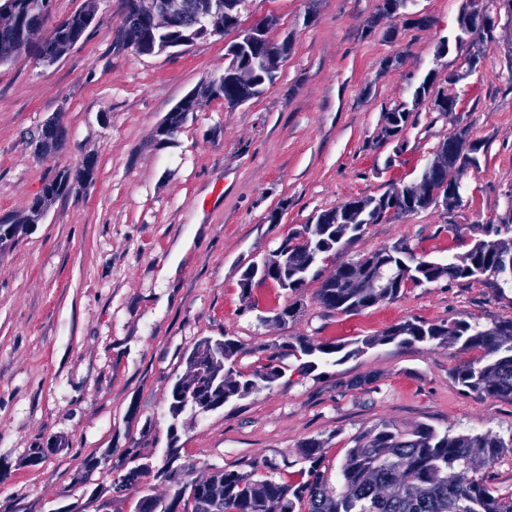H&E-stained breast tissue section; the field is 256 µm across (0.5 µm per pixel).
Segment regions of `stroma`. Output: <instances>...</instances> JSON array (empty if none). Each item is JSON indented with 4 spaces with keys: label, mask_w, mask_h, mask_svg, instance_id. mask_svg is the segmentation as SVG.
<instances>
[{
    "label": "stroma",
    "mask_w": 512,
    "mask_h": 512,
    "mask_svg": "<svg viewBox=\"0 0 512 512\" xmlns=\"http://www.w3.org/2000/svg\"><path fill=\"white\" fill-rule=\"evenodd\" d=\"M381 0H247L238 28L183 51L144 55L115 46L120 0H96L85 36L59 61L25 54L0 66V217H18L46 178L95 156L92 183L51 204L0 256V512H58L110 485L109 466L74 481L88 455L111 450L161 464L177 440L196 475L217 468L300 479V445L323 444L337 469L354 438L390 422L512 438V401L466 394L449 372L453 346H378L338 365L285 376L245 400L183 419L170 431L167 396L182 355L205 336L237 337L242 366L256 349L304 336L347 342L409 319L488 324L512 318V284L440 281L408 287L356 313L316 300L319 281L291 294L272 282L239 287L244 268L317 212L420 178L458 128L480 145L459 173L463 202L368 225L322 264L323 273L374 250L406 245L416 257L466 252L480 224L512 210V23H500L480 74L463 76L454 38L465 0H414L380 16ZM276 17L290 51L277 78L246 104L203 96L167 141L156 130L189 93L223 74L240 31ZM429 17V26L417 25ZM433 75L454 112L414 103ZM413 107L414 122L383 140L384 114ZM58 118L66 140L41 155L35 139ZM282 209L270 223L274 209ZM286 323H259L289 301ZM58 441L37 465L31 449Z\"/></svg>",
    "instance_id": "35a3bbf8"
}]
</instances>
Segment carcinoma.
Returning <instances> with one entry per match:
<instances>
[{
	"instance_id": "carcinoma-1",
	"label": "carcinoma",
	"mask_w": 512,
	"mask_h": 512,
	"mask_svg": "<svg viewBox=\"0 0 512 512\" xmlns=\"http://www.w3.org/2000/svg\"><path fill=\"white\" fill-rule=\"evenodd\" d=\"M182 20L172 27L155 24L150 13H121L116 45L131 47L141 54H152L166 43L188 39L193 42L212 33H222L238 24V14L247 0H184ZM11 9L16 16L12 25H0V66L16 61L20 54L36 57H63L90 27L96 0L56 21L53 32L40 44L24 38L25 27L45 10H52V0H0V7ZM229 50V62L214 96L224 97L230 106L245 104L259 97L277 77L279 67L270 60L267 40L255 42L247 33ZM434 79L427 75L415 88L413 101L431 99L433 109L446 112L433 94ZM187 112H171L168 128L158 132L159 141L185 121ZM412 110L400 104L385 113L382 138L400 135L411 123ZM63 134L57 122L45 124L36 150L49 154L61 145ZM480 146L470 141L469 132L461 128L444 140L433 159L416 181L400 182L380 196L367 195L346 200L317 213L302 229L289 236L277 249L259 262L250 263L242 273V296L248 297L254 280L271 281L279 288L298 292L308 281L321 279L316 298L327 310L357 312L379 302L392 300L409 285L414 287L440 280L458 281L483 277L512 279V210L498 224L484 226L486 238L456 260H422L406 262L408 248L403 245L381 247L350 262L338 265L323 278L319 265L313 263L317 252L334 251L364 231L367 224H378L389 212L411 214L438 203L436 194L446 197L445 208L457 203L448 197V188L459 183L453 173L476 162ZM97 158L87 156L76 170L63 169L45 181L42 193L31 204L28 214L0 220V255L12 251L28 228L41 220L42 207L71 194L76 187L93 181ZM387 268L386 287L367 288L364 282L352 284L349 273L357 269L367 275L376 267ZM298 313L293 302L268 317L257 320L286 322ZM432 343L457 345L477 356L459 364L452 372L454 382L467 394L512 401V319L494 321L489 326L464 320L427 323L412 319L395 324L377 336L348 343L317 342L297 337L275 347H261L264 363L254 369L238 366L241 342L233 336L204 337L183 353L185 371L176 376L168 396L172 420L188 412L201 415L242 400L252 393L269 388L287 369L290 357L301 362L299 372L307 374L319 365L339 364L376 345ZM171 440L165 463L154 468L151 459L140 454L128 458L130 466L121 470L111 487L117 492L136 496L134 512H512V495H503L482 474L502 455L512 453V438L505 440L491 432L443 433L427 424L403 431L383 423L353 439L331 480L324 463L322 444L316 438L306 440L299 449L306 463L303 479L286 483L275 478L277 466H266L268 475L255 479L237 470L216 469L204 477L193 478V465L180 462L171 424ZM153 476L173 488L165 499L156 496L144 484Z\"/></svg>"
}]
</instances>
